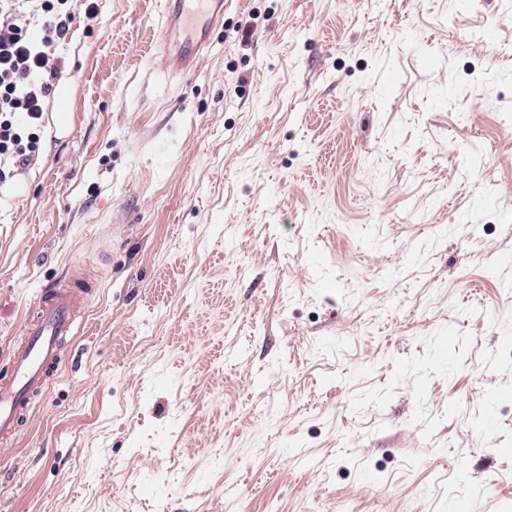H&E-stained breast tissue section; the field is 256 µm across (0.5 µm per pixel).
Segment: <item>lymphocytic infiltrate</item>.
<instances>
[{
  "label": "lymphocytic infiltrate",
  "instance_id": "obj_1",
  "mask_svg": "<svg viewBox=\"0 0 512 512\" xmlns=\"http://www.w3.org/2000/svg\"><path fill=\"white\" fill-rule=\"evenodd\" d=\"M79 11L96 19V0H0V185L35 161L62 74L56 48Z\"/></svg>",
  "mask_w": 512,
  "mask_h": 512
}]
</instances>
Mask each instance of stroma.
<instances>
[{
    "mask_svg": "<svg viewBox=\"0 0 512 512\" xmlns=\"http://www.w3.org/2000/svg\"><path fill=\"white\" fill-rule=\"evenodd\" d=\"M98 8L0 193V371L99 286L0 512H512V0H227L182 77Z\"/></svg>",
    "mask_w": 512,
    "mask_h": 512,
    "instance_id": "35a3bbf8",
    "label": "stroma"
}]
</instances>
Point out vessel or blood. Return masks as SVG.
Listing matches in <instances>:
<instances>
[{"label":"vessel or blood","mask_w":512,"mask_h":512,"mask_svg":"<svg viewBox=\"0 0 512 512\" xmlns=\"http://www.w3.org/2000/svg\"><path fill=\"white\" fill-rule=\"evenodd\" d=\"M224 6V0H164L152 46L163 55L169 74L182 75L196 67L224 19ZM96 295L95 282L78 269L40 289L12 353V368L0 376L1 444L12 439L34 399L46 393L71 360L67 345L79 330L80 313Z\"/></svg>","instance_id":"vessel-or-blood-1"}]
</instances>
